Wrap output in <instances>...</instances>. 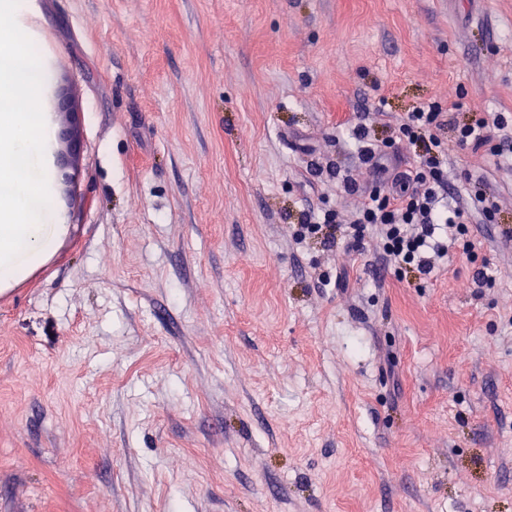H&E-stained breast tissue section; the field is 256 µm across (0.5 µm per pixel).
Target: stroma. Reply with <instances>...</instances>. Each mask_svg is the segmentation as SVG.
I'll return each mask as SVG.
<instances>
[{"instance_id": "obj_1", "label": "stroma", "mask_w": 512, "mask_h": 512, "mask_svg": "<svg viewBox=\"0 0 512 512\" xmlns=\"http://www.w3.org/2000/svg\"><path fill=\"white\" fill-rule=\"evenodd\" d=\"M76 196L0 292V512H512V169L430 276L293 237L350 130L512 116V0H21ZM488 266L486 284L472 278ZM58 106L65 115V122L58 131L60 145L58 161L64 184L74 191L73 179L82 161V133L79 124V105L74 92L62 87L59 92Z\"/></svg>"}]
</instances>
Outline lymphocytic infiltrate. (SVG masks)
<instances>
[{
	"mask_svg": "<svg viewBox=\"0 0 512 512\" xmlns=\"http://www.w3.org/2000/svg\"><path fill=\"white\" fill-rule=\"evenodd\" d=\"M445 125L454 126L460 149L486 147L502 160L512 154V124L504 116L490 118L476 112L460 123L454 112L432 103L410 113L395 128L399 141L422 145L411 170H384L381 159L388 153L387 145L373 143L367 125L360 124L352 130L359 164L379 176L366 188L354 175L342 180L345 192L363 195L349 222L354 243L362 244L367 231H375L381 258L393 259L422 276L431 275L451 245L469 240L474 219L495 223L499 210L483 171L465 170L460 185L451 184L447 149L435 134Z\"/></svg>",
	"mask_w": 512,
	"mask_h": 512,
	"instance_id": "lymphocytic-infiltrate-1",
	"label": "lymphocytic infiltrate"
}]
</instances>
